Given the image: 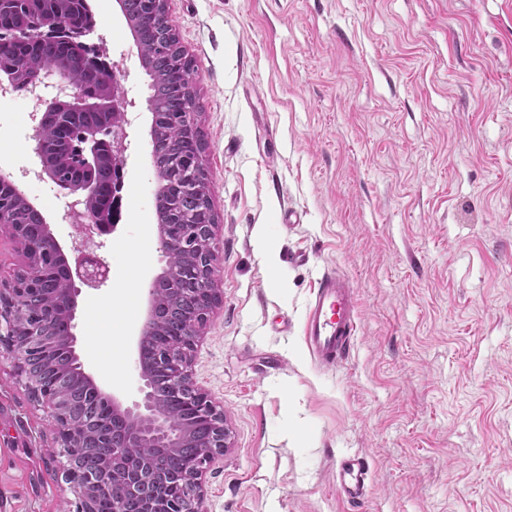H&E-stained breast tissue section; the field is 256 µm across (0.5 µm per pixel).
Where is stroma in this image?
I'll use <instances>...</instances> for the list:
<instances>
[{
    "instance_id": "obj_1",
    "label": "stroma",
    "mask_w": 512,
    "mask_h": 512,
    "mask_svg": "<svg viewBox=\"0 0 512 512\" xmlns=\"http://www.w3.org/2000/svg\"><path fill=\"white\" fill-rule=\"evenodd\" d=\"M86 41L127 103L126 193L77 297V351L141 400L135 338L166 267L150 78L118 0ZM197 69L220 302L192 361L231 446L206 512H512V0H168ZM32 105L0 98V173L63 245V195L31 171ZM291 223H284V216ZM352 283L359 328L320 368L318 279ZM51 413L0 357V512H75ZM363 458L364 496L337 489Z\"/></svg>"
}]
</instances>
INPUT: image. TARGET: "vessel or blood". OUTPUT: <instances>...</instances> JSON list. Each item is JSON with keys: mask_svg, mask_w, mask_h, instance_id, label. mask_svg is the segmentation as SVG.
I'll use <instances>...</instances> for the list:
<instances>
[{"mask_svg": "<svg viewBox=\"0 0 512 512\" xmlns=\"http://www.w3.org/2000/svg\"><path fill=\"white\" fill-rule=\"evenodd\" d=\"M358 322L357 299L349 281L333 272L323 274L304 324V340L314 361L330 369L341 364L349 355ZM338 477L342 493L355 500L365 490L368 469L352 458L342 463Z\"/></svg>", "mask_w": 512, "mask_h": 512, "instance_id": "1", "label": "vessel or blood"}]
</instances>
